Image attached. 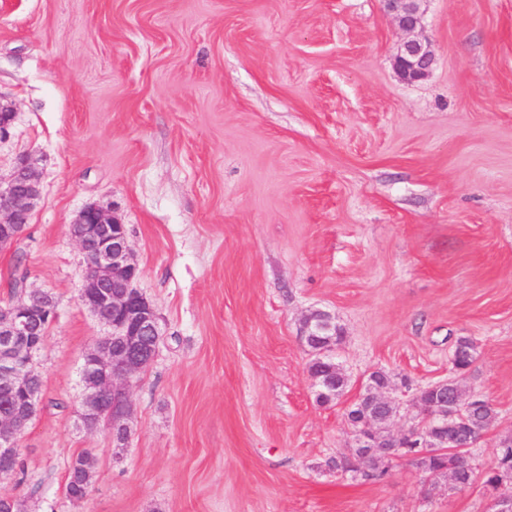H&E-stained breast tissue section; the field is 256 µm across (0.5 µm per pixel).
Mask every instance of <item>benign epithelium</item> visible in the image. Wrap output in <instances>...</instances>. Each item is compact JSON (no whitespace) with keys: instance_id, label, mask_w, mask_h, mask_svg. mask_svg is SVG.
<instances>
[{"instance_id":"1","label":"benign epithelium","mask_w":512,"mask_h":512,"mask_svg":"<svg viewBox=\"0 0 512 512\" xmlns=\"http://www.w3.org/2000/svg\"><path fill=\"white\" fill-rule=\"evenodd\" d=\"M386 10L399 28L413 33L421 27V0H384ZM434 54L428 43L410 38L404 41L394 58V68L405 81L425 79L432 68ZM40 181L34 166L23 159L6 184L0 183V247L16 243L23 235L36 201L40 198ZM70 233L87 266L83 304L108 327L110 332L97 339L83 353L82 380L85 394L80 418L87 430L106 422L112 435L128 439L133 413L130 386L132 379L154 361L157 346L147 342L160 336L158 314L153 304L141 294L134 282L139 276L126 226L107 210L97 206L83 209L70 225ZM22 301L0 307V386L13 392L24 390L33 376L34 356L39 344L32 341L38 318L53 324L56 306L34 308L41 292L27 282L21 283ZM333 324L331 314H309L305 333L316 336ZM418 415L402 434L406 447L417 455L457 452L467 454L468 447L458 443L453 432L437 436L436 414L415 401ZM36 416L26 398L7 414L0 415V473L10 472L19 456L18 440ZM355 456L365 465L378 451L370 436V424L354 423Z\"/></svg>"}]
</instances>
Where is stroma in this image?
I'll list each match as a JSON object with an SVG mask.
<instances>
[{
	"label": "stroma",
	"instance_id": "obj_1",
	"mask_svg": "<svg viewBox=\"0 0 512 512\" xmlns=\"http://www.w3.org/2000/svg\"><path fill=\"white\" fill-rule=\"evenodd\" d=\"M421 10L435 62L407 82L382 0H0V178L27 156L41 183L0 251V306L20 262L58 313L27 480L0 494L26 512H487L481 487L425 494L405 458L378 482L328 467L354 431L317 403L303 340L329 312L350 394L381 369L413 395L470 337L459 383L497 411L473 464L512 436V0ZM90 205L126 225L163 332L121 446L79 417L82 355L106 333L70 234ZM474 341L467 336H460L456 339L451 358L453 372L458 376H463L469 372L474 362ZM96 457L91 450L85 449L72 459L67 473L64 486L65 495H86L89 489L86 472H89L93 479Z\"/></svg>",
	"mask_w": 512,
	"mask_h": 512
}]
</instances>
